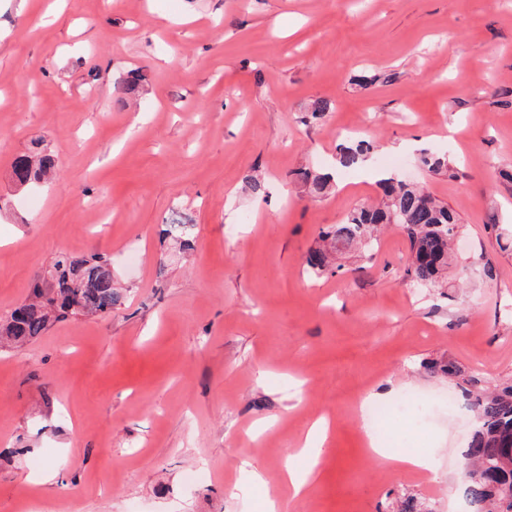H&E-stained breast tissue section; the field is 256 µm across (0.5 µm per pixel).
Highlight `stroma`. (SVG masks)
Returning a JSON list of instances; mask_svg holds the SVG:
<instances>
[{
  "label": "stroma",
  "instance_id": "35a3bbf8",
  "mask_svg": "<svg viewBox=\"0 0 512 512\" xmlns=\"http://www.w3.org/2000/svg\"><path fill=\"white\" fill-rule=\"evenodd\" d=\"M318 99L332 112L304 122ZM344 128L370 161L308 196L296 171L335 170ZM36 143L54 173L19 188L11 164ZM424 151L457 178L422 169ZM390 173L461 219L444 287L406 278L395 227L373 259L305 272ZM176 210L191 249L164 234ZM494 223L512 225V0H0V317L61 253L106 254L125 295L0 350V512H261L235 491L242 460L279 488L322 416L320 478L291 512H398L410 495L469 512L468 406L429 427L425 475L369 460L358 401L459 399L433 360L512 384Z\"/></svg>",
  "mask_w": 512,
  "mask_h": 512
}]
</instances>
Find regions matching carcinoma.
<instances>
[{
    "mask_svg": "<svg viewBox=\"0 0 512 512\" xmlns=\"http://www.w3.org/2000/svg\"><path fill=\"white\" fill-rule=\"evenodd\" d=\"M369 146L358 140L339 148L336 168H356L366 158ZM420 163L430 172H454L443 157L422 153ZM53 167L48 155L24 154L12 164V176L21 186L43 179ZM310 196L324 195L333 176L311 170L300 172ZM384 198L377 205L361 204L350 210L340 224L322 232L336 250L360 245L369 251L378 246L381 227L394 224L406 236L410 259L405 274L414 284L433 287L448 267L449 251L461 228L458 214L419 187L394 176L381 180ZM309 272L330 270L326 252L316 250L307 259ZM51 279L38 275L29 296L0 324V342L17 348L44 335L50 326L69 317L106 316L125 303V295L114 287L108 260L98 254L77 258L60 254L45 269ZM433 374L461 380L463 396L478 419L466 450L467 477L464 493L477 506V512H503L502 491L512 488V384L486 385L467 376L451 361L428 362Z\"/></svg>",
    "mask_w": 512,
    "mask_h": 512,
    "instance_id": "carcinoma-1",
    "label": "carcinoma"
}]
</instances>
